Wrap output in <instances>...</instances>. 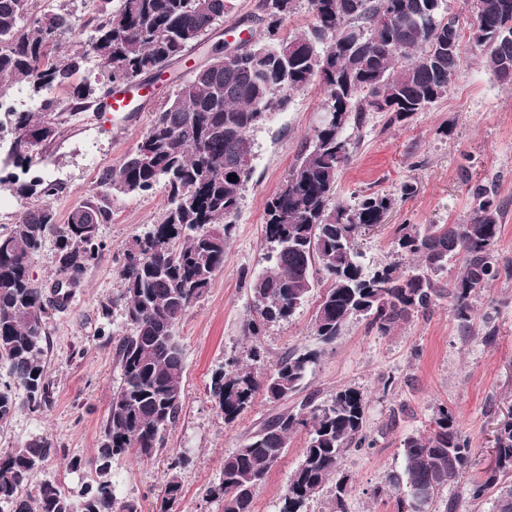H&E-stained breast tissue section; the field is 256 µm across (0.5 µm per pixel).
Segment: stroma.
<instances>
[{"label":"stroma","mask_w":512,"mask_h":512,"mask_svg":"<svg viewBox=\"0 0 512 512\" xmlns=\"http://www.w3.org/2000/svg\"><path fill=\"white\" fill-rule=\"evenodd\" d=\"M206 59V51L200 50L170 66L155 81L154 97L142 111L91 109L62 125L38 163L62 186L48 200L58 223H66L70 212L94 191L104 167L119 164L134 150L174 89L175 77ZM323 99L322 86L311 85L294 93L285 110L251 132L253 174L243 192L224 268L178 329L185 366L180 419L151 460L130 458L114 465L121 491L137 502L140 512H155L168 477V459L175 453L189 459L181 472L185 512H220L207 491L221 474L224 455L271 409L259 395L247 411L225 422L208 385L225 359L247 346L242 332L252 307L247 279L265 269L269 251L262 235L265 206L312 140ZM349 136L352 158L338 178L337 202L354 204L357 194L367 191L388 194L394 201L385 223L357 235L366 269L393 261L397 225L461 223L472 205L470 190L478 184L491 188L504 206L497 252L501 262L512 265V86L496 79L480 48L463 42L458 76L429 110L393 125L373 114ZM405 183L415 188L407 198L400 192ZM165 205L159 191L114 197L112 220L99 228L104 249L73 288L69 302L48 322L50 404L40 413H18L0 427V450L21 446L36 435L54 441L57 455L33 475V484L56 480L75 486L83 476L67 471L66 461L95 454L110 395L120 378L114 339L126 332L118 255ZM319 295L312 290L295 315L268 328L260 343L272 361L293 349L318 351L305 393L326 401L336 391L353 387L366 396V432L373 445L343 455L342 469L353 483L348 512H397L395 498L377 495L376 490L400 476L401 441L424 430L440 405L455 414L475 450L476 461L464 472V480L480 477L499 425L512 415V277L499 279L473 298L476 315L469 325H462L452 300L445 298L430 314L399 322L386 336L370 330L364 320H351L329 345L313 334ZM105 304L111 308L107 320L101 316ZM307 440L303 430L291 435L286 454L256 491L254 512H279Z\"/></svg>","instance_id":"stroma-1"}]
</instances>
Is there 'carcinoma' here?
Masks as SVG:
<instances>
[{
  "instance_id": "1",
  "label": "carcinoma",
  "mask_w": 512,
  "mask_h": 512,
  "mask_svg": "<svg viewBox=\"0 0 512 512\" xmlns=\"http://www.w3.org/2000/svg\"><path fill=\"white\" fill-rule=\"evenodd\" d=\"M443 0H309L312 22L292 38L281 32L300 0H258L257 21L266 42L237 59L201 66L178 84L155 112L141 142L116 166L104 168L97 190L59 224L47 205L27 208L18 224L0 232V427L21 411L37 413L50 404L52 378L45 358L52 311L69 294L51 301L32 283L30 266L43 243L53 239L59 279H79L104 244L99 226L112 218L116 195L161 190L165 209L148 231L121 250L128 332L115 337L120 381L112 389L96 454L73 456L70 472L91 478L72 489L46 481L31 487L32 475L57 454L53 441L35 436L0 450V512H138L134 500L116 493L113 464L129 455L148 461L165 446L183 410V348L177 334L191 305L224 268L241 194L252 171L251 131L287 106L291 95L314 83L323 87L324 119L305 145L287 179L265 208L263 233L271 244L266 270L249 278L253 313L244 325L252 338L244 359L211 377L208 391L226 421L235 420L256 395L272 412L239 447L224 455L219 481L209 495L221 512H253L257 488L288 448L289 435L303 429L308 441L282 496L280 512H307L310 501L330 488L332 512H347L352 490L340 461L367 441L366 398L357 389L339 390L317 403L310 395L299 411L288 399L318 362V353L289 351L265 367L257 336L286 322L316 285L324 282L313 320L314 335L331 344L354 317L386 334L413 315L424 316L445 297L456 317L472 319L471 297L486 291L512 267L496 255L502 205L484 185L472 191V206L460 224H401L394 237L396 260L366 273L354 234L381 224L393 206L383 193L369 192L353 205L335 202L336 181L351 157L346 127L361 125L370 112L403 121L448 91L456 76L460 46L448 50V27L457 42L468 36L484 52L497 80L512 85V36L500 32L512 18V0H466L467 28L445 15ZM94 30L83 52L59 55V41L79 19L60 8L36 14V0H0V86L28 84L37 111L0 110V143L9 142L8 161L20 170L0 178L19 196H53L60 186L44 178L36 158L56 139L64 114L74 116L132 79L149 81L201 47L213 27L233 9L231 0H88ZM101 76L73 85L70 79L89 58ZM68 86V106L41 92ZM235 181H228V175ZM460 262L450 278L448 261ZM402 477L408 500L398 512H428L434 499L423 493L456 479L474 463L469 438L448 407H437L431 426L401 441ZM177 454L158 512H183ZM497 489L494 512H512V417L497 429L490 462L481 478L462 486L460 498L483 500Z\"/></svg>"
}]
</instances>
